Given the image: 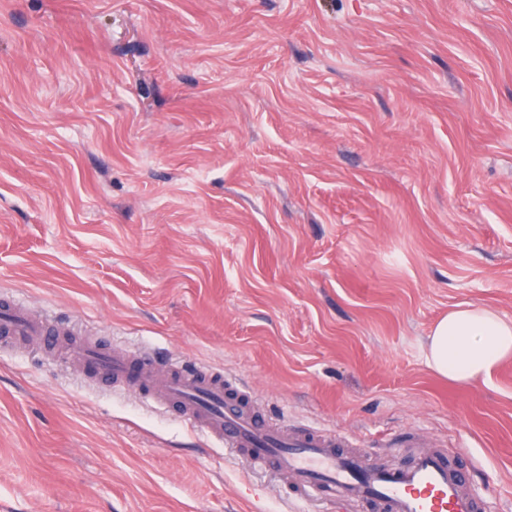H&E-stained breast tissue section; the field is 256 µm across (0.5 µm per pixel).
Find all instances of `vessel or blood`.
<instances>
[{
	"label": "vessel or blood",
	"instance_id": "b4317fda",
	"mask_svg": "<svg viewBox=\"0 0 512 512\" xmlns=\"http://www.w3.org/2000/svg\"><path fill=\"white\" fill-rule=\"evenodd\" d=\"M0 334L18 341L53 345L45 319L18 302L0 305ZM77 362L94 377L122 385L155 407L178 408L183 419L210 439L234 449L253 469L290 485L301 500H322L337 512H481L480 501L442 449L411 434L410 463L391 468L369 461L366 451L341 453L347 436L332 432H291L258 420L250 404L233 398L234 382L212 376L184 359L162 364L122 348L87 342L70 346Z\"/></svg>",
	"mask_w": 512,
	"mask_h": 512
}]
</instances>
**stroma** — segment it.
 Segmentation results:
<instances>
[{"label":"stroma","instance_id":"stroma-1","mask_svg":"<svg viewBox=\"0 0 512 512\" xmlns=\"http://www.w3.org/2000/svg\"><path fill=\"white\" fill-rule=\"evenodd\" d=\"M178 356L382 463L417 432L512 512V0H0V298ZM7 512H320L177 414L0 341ZM512 358V322L487 309L457 308L432 327L426 351L428 366L456 383L489 378Z\"/></svg>","mask_w":512,"mask_h":512}]
</instances>
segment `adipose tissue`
<instances>
[{
	"label": "adipose tissue",
	"mask_w": 512,
	"mask_h": 512,
	"mask_svg": "<svg viewBox=\"0 0 512 512\" xmlns=\"http://www.w3.org/2000/svg\"><path fill=\"white\" fill-rule=\"evenodd\" d=\"M512 358V322L487 309L457 308L434 324L426 351L428 366L456 383L489 378Z\"/></svg>",
	"instance_id": "adipose-tissue-1"
}]
</instances>
